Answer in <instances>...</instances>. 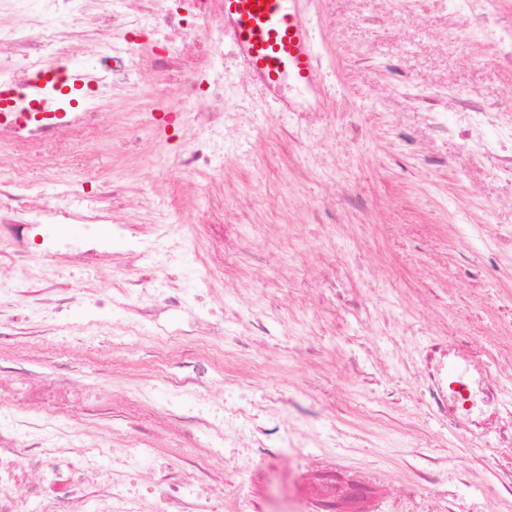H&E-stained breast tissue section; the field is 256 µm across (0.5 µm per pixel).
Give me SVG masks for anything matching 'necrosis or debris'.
Instances as JSON below:
<instances>
[{"instance_id": "necrosis-or-debris-1", "label": "necrosis or debris", "mask_w": 512, "mask_h": 512, "mask_svg": "<svg viewBox=\"0 0 512 512\" xmlns=\"http://www.w3.org/2000/svg\"><path fill=\"white\" fill-rule=\"evenodd\" d=\"M214 0H0V13L15 16L13 25L0 26V82L17 83L29 73L49 70L62 62L91 56L96 83L81 103L64 118L48 112H25L16 122H0V240L8 241L16 261L29 255L33 227L44 230L45 258L88 266L105 261L112 249L108 241H66L54 219L60 198L36 188L31 168L50 170L72 157L71 137L82 133L92 141L106 140L111 131L100 121L103 102L114 90L128 89L140 59H149L161 79L177 75L191 88L207 85L206 93L185 98L175 119H190L195 134L167 160V173L193 178L212 172L211 132L224 123L228 104L224 83L227 38L224 17L215 12ZM451 42L489 45L496 64L512 68V24L503 23L491 0H448ZM214 60L202 73L186 65L189 55ZM458 109L448 118V133L464 150L495 161L494 176L512 195V106L501 100L455 93ZM25 155L29 165L15 163ZM448 347L433 345L428 354L431 370L421 373L425 405L449 419L459 430L475 425L483 408L492 406L496 389L488 382L471 388L465 374L448 370ZM30 383L28 401L16 408L8 429H0V456L23 453L27 485L24 494L0 489V512H21L24 497L44 496L47 512H76L80 481L71 458L63 449L46 451L44 431L58 417L54 405L42 401L46 383L77 392L79 384L67 374L46 375L25 370ZM365 483L342 472L321 471L316 486L307 492L301 512H364Z\"/></svg>"}]
</instances>
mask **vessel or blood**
Segmentation results:
<instances>
[{
    "mask_svg": "<svg viewBox=\"0 0 512 512\" xmlns=\"http://www.w3.org/2000/svg\"><path fill=\"white\" fill-rule=\"evenodd\" d=\"M251 0H224V32L238 58L271 98L287 105L284 87L310 89L317 83V64L301 0H266L251 8ZM41 111L61 112L50 81L36 77L29 92Z\"/></svg>",
    "mask_w": 512,
    "mask_h": 512,
    "instance_id": "vessel-or-blood-1",
    "label": "vessel or blood"
}]
</instances>
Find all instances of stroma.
Instances as JSON below:
<instances>
[{
	"mask_svg": "<svg viewBox=\"0 0 512 512\" xmlns=\"http://www.w3.org/2000/svg\"><path fill=\"white\" fill-rule=\"evenodd\" d=\"M301 8L332 78L310 113L286 112L226 56L237 86L213 134L222 180L161 175L181 126L142 132L129 146L147 94L172 104L186 94L159 85L147 66L134 90L102 110L111 141L88 162L34 175L55 195L88 177L127 184L115 206L100 204L95 223L63 216L72 235L111 236L128 224L166 227L187 243L173 268L180 304L154 322L113 287L154 264L126 241L113 238L106 262L72 271L85 287L111 291L106 309L91 296L71 302L58 265L30 248L29 266L43 271L32 290L52 296L62 328L17 337L0 357L48 360V372L76 373L112 404L101 419L66 415L71 441L98 445L79 512H104L93 493L100 484L121 489L136 512H153L159 475L187 471L196 481L180 492L205 486L201 512H293L304 468L324 461L373 477L371 512H498L512 451L499 447L497 428L464 435L429 413L417 377L434 343L465 339L464 357L512 411V248L494 244L512 232V203L489 163L435 130L455 111V90L512 93V69L467 60L448 39L444 0H302ZM260 181L271 188L257 195ZM248 240L261 245L255 259L197 285L217 251ZM332 254L339 299L320 282ZM255 318L267 333L252 327ZM308 346L317 356L303 355ZM175 354L193 363V384L179 390L170 383ZM172 404L184 421L159 418ZM271 404L288 438L241 470ZM189 417L223 428V446L188 447ZM137 442L146 453L134 461L127 450Z\"/></svg>",
	"mask_w": 512,
	"mask_h": 512,
	"instance_id": "1",
	"label": "stroma"
}]
</instances>
